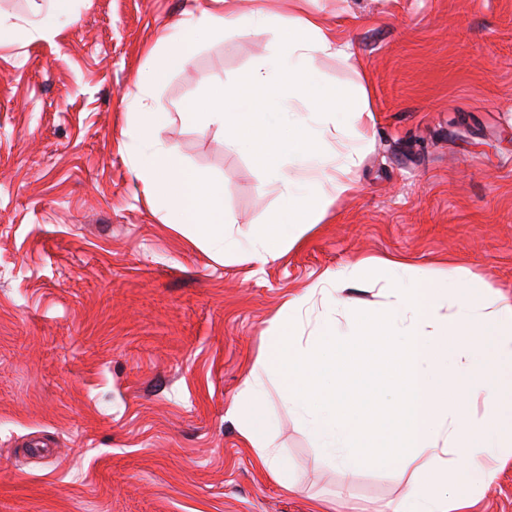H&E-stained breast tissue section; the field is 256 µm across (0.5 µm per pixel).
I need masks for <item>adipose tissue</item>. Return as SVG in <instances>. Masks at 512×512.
<instances>
[{"label":"adipose tissue","instance_id":"1","mask_svg":"<svg viewBox=\"0 0 512 512\" xmlns=\"http://www.w3.org/2000/svg\"><path fill=\"white\" fill-rule=\"evenodd\" d=\"M236 0H224L223 10L203 7L182 32L163 37L161 69L184 66L195 42L230 23L260 30L265 15L241 14ZM306 0H288V15L279 19L276 35L282 56L249 73L251 84L268 93L264 120L276 133H287L282 147L298 164L294 174H280L275 182L280 197L295 203L312 200L302 220L266 224L251 237L246 261L259 265L277 259L320 223L334 196L352 191L353 167L361 156L373 114L357 90L324 87L316 77L318 56L347 57L345 45L326 20L305 8ZM238 86H213L190 109L189 119L215 128L228 144L246 143L242 115L234 103ZM336 141L325 150L324 134ZM145 193L163 189V204L189 239L201 247L234 251L237 241L231 219L224 215V191L204 172L188 171L169 149L153 146L137 166ZM330 182L334 196L317 191ZM388 291V341L413 383L407 403V453L397 459L373 458V465L410 471L412 488L392 512H468L473 489L490 483L493 469L486 459L496 449L512 445V300H484L485 283L464 278L458 269L423 270L392 258H361L345 273L325 272L302 293L288 298L271 321L272 342L265 345L245 388L228 411L256 462L277 477L284 488L295 485L272 429L262 414L264 378L281 377L284 399L303 418L321 457L337 461L341 471L364 466L357 451L358 438L367 427L361 416L340 410L334 387L336 374L348 351L365 341L368 325L357 318L339 323L328 313L351 287ZM453 313H445L446 304ZM323 313H315V305ZM314 334H306V321ZM316 383L309 391L297 385L299 377ZM483 399L485 418L473 419L468 404ZM456 448V464L445 455Z\"/></svg>","mask_w":512,"mask_h":512}]
</instances>
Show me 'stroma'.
I'll use <instances>...</instances> for the list:
<instances>
[{
	"instance_id": "1",
	"label": "stroma",
	"mask_w": 512,
	"mask_h": 512,
	"mask_svg": "<svg viewBox=\"0 0 512 512\" xmlns=\"http://www.w3.org/2000/svg\"><path fill=\"white\" fill-rule=\"evenodd\" d=\"M208 0H0V512H388L409 477L320 458L280 386L262 409L296 479L258 469L227 412L290 296L360 257L482 277L512 298V0H310L349 44L320 82L363 86L374 116L354 190L259 266L192 245L136 178L133 113L167 112L157 140L224 190L234 235L285 208L288 156L225 145L183 119L281 51L227 26L140 85L163 34ZM384 342L354 351L343 407L400 400ZM471 512H512V447Z\"/></svg>"
}]
</instances>
